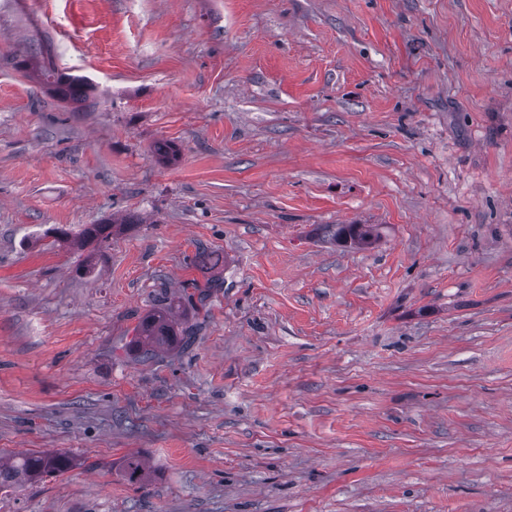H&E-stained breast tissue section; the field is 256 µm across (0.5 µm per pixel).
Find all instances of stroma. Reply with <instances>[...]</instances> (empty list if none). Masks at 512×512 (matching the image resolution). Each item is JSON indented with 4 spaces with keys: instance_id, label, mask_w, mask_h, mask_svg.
Listing matches in <instances>:
<instances>
[{
    "instance_id": "obj_1",
    "label": "stroma",
    "mask_w": 512,
    "mask_h": 512,
    "mask_svg": "<svg viewBox=\"0 0 512 512\" xmlns=\"http://www.w3.org/2000/svg\"><path fill=\"white\" fill-rule=\"evenodd\" d=\"M38 451L78 465L0 512H512V0H0V454ZM39 69L48 90L62 103L84 102L95 90L88 78L61 73L52 61H47L46 65L39 63ZM133 223L132 217H121L120 219L115 218L112 215L111 218L102 219L99 224H88L82 228L75 235L72 234L69 229L65 228H54V241L51 245L65 244L69 242H80L81 244H100L105 243L112 236L115 224H131ZM334 230L331 238L359 248H370L378 240L375 224H329ZM194 293L178 297L177 300L169 299L163 306L142 318L134 328V337L132 342L137 351L143 358H153L158 351L174 347L185 339L183 343L189 344L191 331H183V325L187 320L176 318L174 311L186 308V302L192 309L198 310L194 302ZM183 336V337H180Z\"/></svg>"
}]
</instances>
